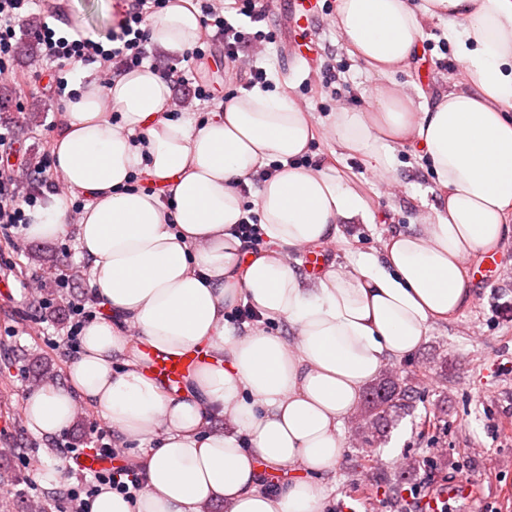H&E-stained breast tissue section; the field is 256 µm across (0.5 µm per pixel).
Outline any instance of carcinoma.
I'll use <instances>...</instances> for the list:
<instances>
[{
  "instance_id": "cac0c4a2",
  "label": "carcinoma",
  "mask_w": 512,
  "mask_h": 512,
  "mask_svg": "<svg viewBox=\"0 0 512 512\" xmlns=\"http://www.w3.org/2000/svg\"><path fill=\"white\" fill-rule=\"evenodd\" d=\"M415 388V382H400L388 374L370 385L355 414V431L363 446L362 457L376 453L377 443L396 421L398 411L408 407Z\"/></svg>"
}]
</instances>
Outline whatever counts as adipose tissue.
Wrapping results in <instances>:
<instances>
[{"label":"adipose tissue","instance_id":"obj_1","mask_svg":"<svg viewBox=\"0 0 512 512\" xmlns=\"http://www.w3.org/2000/svg\"><path fill=\"white\" fill-rule=\"evenodd\" d=\"M430 21L455 47L463 78L418 112L396 76ZM336 26L379 77L370 108L328 116L340 154L388 179L395 146H415L438 194L412 229L312 282L285 250L335 239L368 206L329 163L305 164L317 122L292 96L256 88L193 121L171 112L170 81L144 65L105 90L87 81L65 101L56 166L85 205L73 218L54 198L31 212L26 234L52 240L75 229L102 314L64 384L25 396L23 413L49 437L84 402L127 442L156 443L141 462L140 495L102 489L91 512H203L217 501L227 512H320V479L343 457L342 425L364 387L410 357L430 324L469 306L467 259L512 232V0H336ZM147 29L172 56L202 34L192 0H173ZM270 166L254 200L268 247L251 252L238 232V185ZM242 301L286 322L293 343L267 330L231 335L224 314ZM130 328L158 352L205 346L213 361L169 392ZM218 415L234 432L208 429Z\"/></svg>","mask_w":512,"mask_h":512}]
</instances>
